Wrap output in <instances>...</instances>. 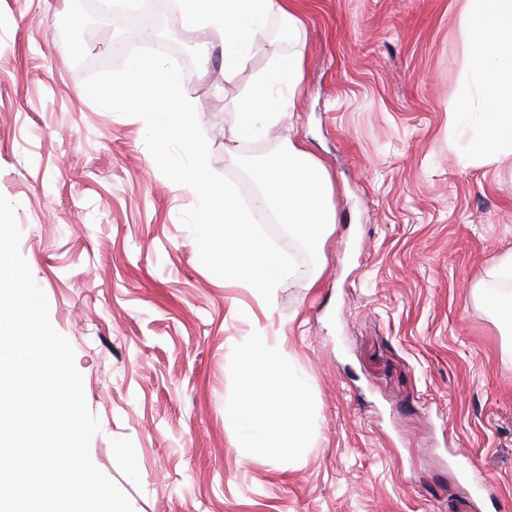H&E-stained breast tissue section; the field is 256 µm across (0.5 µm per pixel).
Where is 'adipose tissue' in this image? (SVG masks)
Wrapping results in <instances>:
<instances>
[{"label":"adipose tissue","instance_id":"adipose-tissue-1","mask_svg":"<svg viewBox=\"0 0 512 512\" xmlns=\"http://www.w3.org/2000/svg\"><path fill=\"white\" fill-rule=\"evenodd\" d=\"M271 15L296 31L294 0H205L204 8L189 10L184 19L188 27L221 33L224 74L229 77L247 64ZM459 25L466 36L462 103L451 107L449 115L467 114L478 129L476 155L490 162L512 157V0H464ZM303 71L304 56L298 52L262 75L240 114L238 135L254 136L261 126L280 123L295 105ZM256 178L263 187L257 207H274L281 223L307 241L319 242L327 225L335 223V211L325 204L333 190L329 175L301 145L289 144L287 163L270 161ZM258 410L256 427L295 423L302 413L300 391L283 396L266 388Z\"/></svg>","mask_w":512,"mask_h":512}]
</instances>
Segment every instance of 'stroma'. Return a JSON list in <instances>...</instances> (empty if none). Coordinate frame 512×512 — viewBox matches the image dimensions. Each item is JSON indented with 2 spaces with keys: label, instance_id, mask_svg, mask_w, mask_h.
<instances>
[{
  "label": "stroma",
  "instance_id": "1",
  "mask_svg": "<svg viewBox=\"0 0 512 512\" xmlns=\"http://www.w3.org/2000/svg\"><path fill=\"white\" fill-rule=\"evenodd\" d=\"M463 0H298L225 78L222 37L180 15L211 169L244 198L255 169L301 143L326 168L338 222L265 303L199 260L145 124L95 104L87 59L123 25L73 0H0V195L19 250L71 343L93 463L133 512H512V323L478 288L512 253V159L481 162L450 126ZM303 91L264 136L233 137L255 80L294 52ZM264 333L302 389L298 448L245 447Z\"/></svg>",
  "mask_w": 512,
  "mask_h": 512
}]
</instances>
